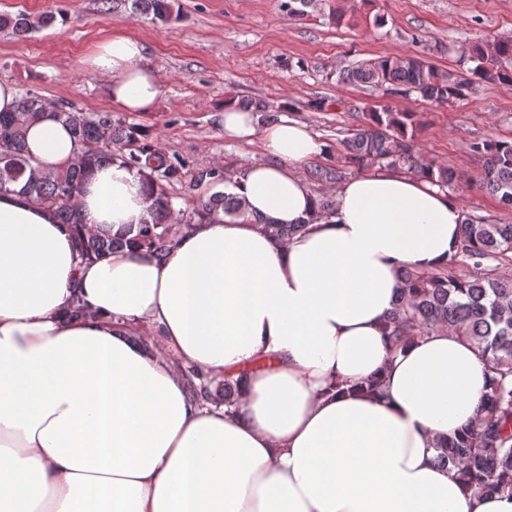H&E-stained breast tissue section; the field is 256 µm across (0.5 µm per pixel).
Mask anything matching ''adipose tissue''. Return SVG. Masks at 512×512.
<instances>
[{
    "label": "adipose tissue",
    "instance_id": "obj_1",
    "mask_svg": "<svg viewBox=\"0 0 512 512\" xmlns=\"http://www.w3.org/2000/svg\"><path fill=\"white\" fill-rule=\"evenodd\" d=\"M138 38L112 33L81 63L113 107L152 111L163 74ZM225 136L267 160L231 188L244 219L183 227L165 254L82 260L71 225L0 194V512H512L439 466L436 444L476 422L487 369L439 330L398 354L386 321L410 266H447L461 205L425 176L360 174L333 214L300 173L329 147L306 125H258L233 103ZM37 172L81 148L52 111L29 124ZM86 224L119 237L149 218L146 180L94 171ZM306 222L282 241L263 219ZM88 314L67 315L72 300ZM246 371L232 406L192 400L188 370ZM383 375L380 394L362 391Z\"/></svg>",
    "mask_w": 512,
    "mask_h": 512
}]
</instances>
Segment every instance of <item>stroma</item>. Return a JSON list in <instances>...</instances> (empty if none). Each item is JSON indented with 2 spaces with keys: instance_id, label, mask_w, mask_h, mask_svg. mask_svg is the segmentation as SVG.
Segmentation results:
<instances>
[{
  "instance_id": "obj_1",
  "label": "stroma",
  "mask_w": 512,
  "mask_h": 512,
  "mask_svg": "<svg viewBox=\"0 0 512 512\" xmlns=\"http://www.w3.org/2000/svg\"><path fill=\"white\" fill-rule=\"evenodd\" d=\"M168 24L137 13L131 0H0L1 13L65 16L24 41L0 29V80L19 93L87 112L110 106L105 81L81 58L115 31L145 42L146 60L165 76L154 111L127 114L159 150L182 156L187 174L214 166L229 175L265 159L260 142L226 138L216 119L225 102L269 106L299 121L331 151L306 162L302 174L315 197H333L336 182L313 178L315 166L339 165L340 139L366 113L389 108L416 115L421 158L460 177L450 193L464 212L494 224L512 223V209L479 186L483 159L471 149L484 139L512 140V85L481 82L447 105L417 95H386L341 83L351 64L383 56L424 55L458 71L462 50L512 38V0H175Z\"/></svg>"
}]
</instances>
